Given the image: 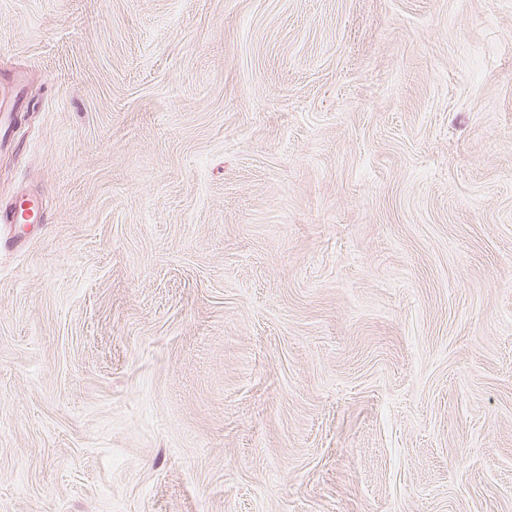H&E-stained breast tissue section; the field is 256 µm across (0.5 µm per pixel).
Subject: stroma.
<instances>
[{"label": "stroma", "mask_w": 512, "mask_h": 512, "mask_svg": "<svg viewBox=\"0 0 512 512\" xmlns=\"http://www.w3.org/2000/svg\"><path fill=\"white\" fill-rule=\"evenodd\" d=\"M0 512H512V0H0Z\"/></svg>", "instance_id": "stroma-1"}]
</instances>
